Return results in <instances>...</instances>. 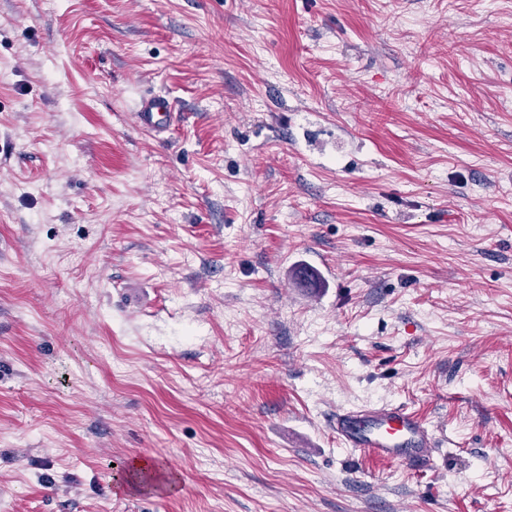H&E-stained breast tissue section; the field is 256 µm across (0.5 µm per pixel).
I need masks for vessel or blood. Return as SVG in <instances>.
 Segmentation results:
<instances>
[{
    "label": "vessel or blood",
    "mask_w": 512,
    "mask_h": 512,
    "mask_svg": "<svg viewBox=\"0 0 512 512\" xmlns=\"http://www.w3.org/2000/svg\"><path fill=\"white\" fill-rule=\"evenodd\" d=\"M174 101L165 95L144 98L135 114L138 127L161 133L177 119ZM331 428L347 449L414 467L433 465L437 436L403 405L382 404L338 410Z\"/></svg>",
    "instance_id": "b4317fda"
}]
</instances>
